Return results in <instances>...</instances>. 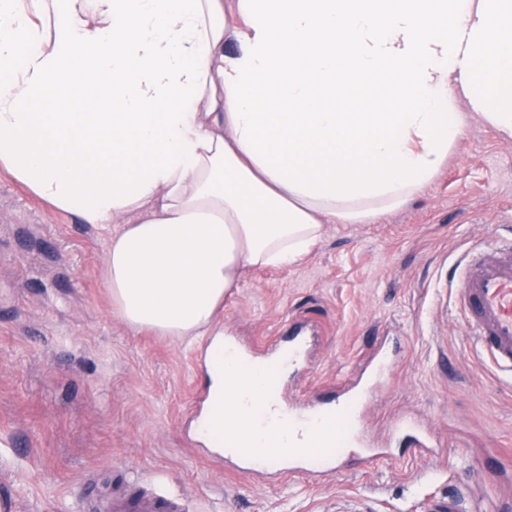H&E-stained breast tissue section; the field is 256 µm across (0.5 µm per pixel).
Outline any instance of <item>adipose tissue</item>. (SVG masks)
Instances as JSON below:
<instances>
[{
  "instance_id": "obj_1",
  "label": "adipose tissue",
  "mask_w": 512,
  "mask_h": 512,
  "mask_svg": "<svg viewBox=\"0 0 512 512\" xmlns=\"http://www.w3.org/2000/svg\"><path fill=\"white\" fill-rule=\"evenodd\" d=\"M462 99L512 137V0H0V168L116 226L112 309L160 336L426 188ZM214 346L210 393L258 396Z\"/></svg>"
}]
</instances>
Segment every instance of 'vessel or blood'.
I'll return each instance as SVG.
<instances>
[{
    "instance_id": "obj_1",
    "label": "vessel or blood",
    "mask_w": 512,
    "mask_h": 512,
    "mask_svg": "<svg viewBox=\"0 0 512 512\" xmlns=\"http://www.w3.org/2000/svg\"><path fill=\"white\" fill-rule=\"evenodd\" d=\"M449 285L459 293L479 353L512 378V235L503 236L491 255H463ZM389 373L388 359L379 355L333 401H299L287 406L274 394L250 400V407L270 426L271 434L260 448H226L225 458L254 472L280 470L288 464L293 471L321 477L341 468L353 455L366 462L385 456V449L364 445L355 421L369 400L372 380ZM97 510L182 512L173 494L156 487L143 493H109L98 498Z\"/></svg>"
}]
</instances>
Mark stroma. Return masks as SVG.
Wrapping results in <instances>:
<instances>
[{
	"instance_id": "35a3bbf8",
	"label": "stroma",
	"mask_w": 512,
	"mask_h": 512,
	"mask_svg": "<svg viewBox=\"0 0 512 512\" xmlns=\"http://www.w3.org/2000/svg\"><path fill=\"white\" fill-rule=\"evenodd\" d=\"M434 181L370 224H327L285 268L249 267L216 328L248 353L309 326L305 367L285 399L328 401L379 352L391 361L362 427L391 456L322 479L245 472L192 444L209 337L134 330L113 313L103 261L111 230L78 223L0 169V499L18 512H89L104 484L163 478L188 512H422L461 493L512 512V383L476 350L448 274L512 226V138L477 113ZM412 413L440 450L427 460L394 433Z\"/></svg>"
}]
</instances>
